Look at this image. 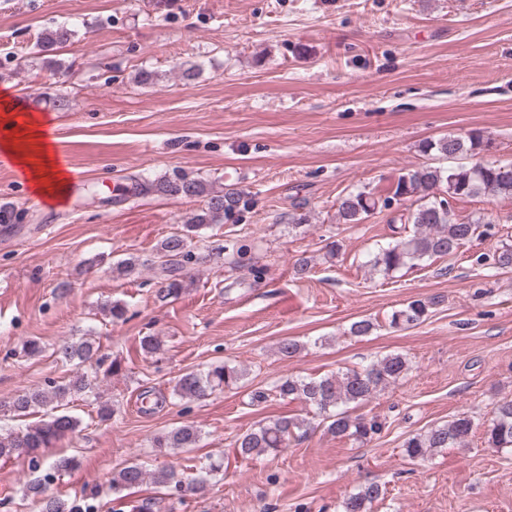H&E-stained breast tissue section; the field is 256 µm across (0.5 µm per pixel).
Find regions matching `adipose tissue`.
Segmentation results:
<instances>
[{
    "label": "adipose tissue",
    "instance_id": "1",
    "mask_svg": "<svg viewBox=\"0 0 512 512\" xmlns=\"http://www.w3.org/2000/svg\"><path fill=\"white\" fill-rule=\"evenodd\" d=\"M45 115L27 110L9 90L0 91V154L23 174L33 194L63 200L70 181L65 177Z\"/></svg>",
    "mask_w": 512,
    "mask_h": 512
}]
</instances>
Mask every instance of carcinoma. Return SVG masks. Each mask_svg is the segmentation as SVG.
<instances>
[{
    "instance_id": "cac0c4a2",
    "label": "carcinoma",
    "mask_w": 512,
    "mask_h": 512,
    "mask_svg": "<svg viewBox=\"0 0 512 512\" xmlns=\"http://www.w3.org/2000/svg\"><path fill=\"white\" fill-rule=\"evenodd\" d=\"M75 35V30L58 25L45 30L39 37L37 54L57 77L56 89L51 100L57 107H64L69 93L64 77L68 68L55 59L59 45ZM490 140L478 129L464 136L444 135L422 144V151L442 159L476 156L488 149ZM133 195L157 193L171 197L201 199L200 210L187 217L179 232L165 237L156 249L159 270L164 276L165 287L160 290L163 300L178 298L186 288L184 269L201 260L194 251L193 240L200 230L211 224H222L249 206L248 193L235 184H226L219 190L203 178H189L175 173L156 180L131 177ZM492 196L512 202V162L457 163L448 166H421L405 170L392 184L388 193L377 196L358 191L343 197L337 209L338 220L343 224H361L382 209L394 204L401 207L393 221L413 225L412 234L399 237L392 244L379 249L369 259L372 270L385 276L401 269H412L426 259L444 258L455 254L474 238L494 235L495 225L485 217H460L452 201L464 197ZM435 305L432 299L416 298L393 311L389 325L393 328H410L424 322ZM303 345L296 339L285 337L277 344L283 358H294ZM57 358L74 367L73 375L64 384L47 389H34L17 395L11 410L18 417L67 396H88L94 392L98 373L114 376L121 371V363L114 359L104 365L105 359L89 338L65 341L54 350ZM409 364L401 354H390L360 369H348L320 377L288 376L273 387V395L284 400H299L315 408L328 432L363 444L380 433L382 422L377 418L354 416L338 410L341 405L359 406L377 393L396 383L408 371ZM245 371L227 364L215 365L206 371H187L177 380L172 395L181 400H196L213 391L236 387ZM81 421L69 414L53 415L27 426L20 432H0V460L27 456L34 468L44 467V474L29 480L26 493L38 505L39 512H95L96 506L86 498H63L45 495V486L60 471L79 466L76 456L60 457L52 461L41 455L44 448H52L58 441L79 431ZM474 427L473 419L462 415L436 426L424 433H417L403 442L405 455L411 459L427 456L435 448H449L467 441ZM308 421L279 416L250 429L235 440L234 454L246 461L282 451L290 439L300 432H307ZM201 433L192 423L158 434L152 439L156 452L167 455L179 448H193L200 441ZM485 443L490 448H512V399L498 402L493 417L484 430ZM216 467H202L190 483L183 480L175 466L168 465L153 472L139 463H129L112 473L109 488L114 493L134 488L151 480L165 485L177 495L186 490L199 491L212 480ZM385 488L371 483L350 495L343 502V512H368L371 504L384 498Z\"/></svg>"
}]
</instances>
